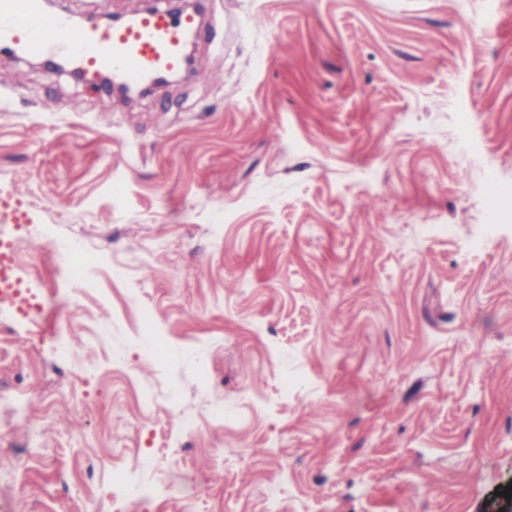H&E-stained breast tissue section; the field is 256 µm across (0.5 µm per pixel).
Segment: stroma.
<instances>
[{"label": "stroma", "instance_id": "1", "mask_svg": "<svg viewBox=\"0 0 512 512\" xmlns=\"http://www.w3.org/2000/svg\"><path fill=\"white\" fill-rule=\"evenodd\" d=\"M192 2L223 83L0 52V512H512V0ZM25 286L13 259L0 266V306L26 309L31 303V294Z\"/></svg>", "mask_w": 512, "mask_h": 512}]
</instances>
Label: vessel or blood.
<instances>
[{"instance_id":"b4317fda","label":"vessel or blood","mask_w":512,"mask_h":512,"mask_svg":"<svg viewBox=\"0 0 512 512\" xmlns=\"http://www.w3.org/2000/svg\"><path fill=\"white\" fill-rule=\"evenodd\" d=\"M199 25L193 15L153 8L123 24L99 29L68 23L43 0H0V48L32 58L52 52L69 57L89 82L107 74L137 86L177 70L182 40ZM30 302L14 262L0 264V306L24 309Z\"/></svg>"}]
</instances>
